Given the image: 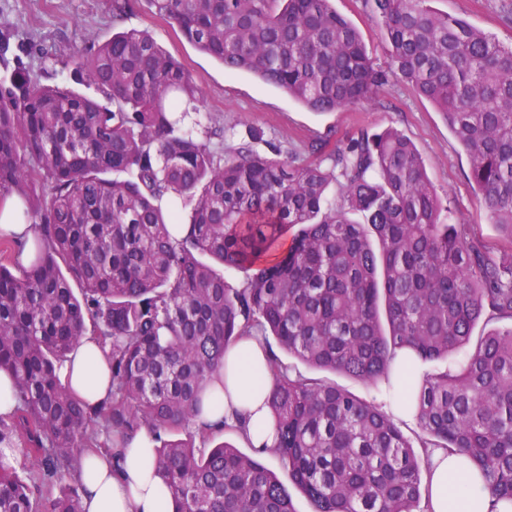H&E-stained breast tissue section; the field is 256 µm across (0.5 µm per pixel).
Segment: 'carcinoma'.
Listing matches in <instances>:
<instances>
[{"mask_svg":"<svg viewBox=\"0 0 512 512\" xmlns=\"http://www.w3.org/2000/svg\"><path fill=\"white\" fill-rule=\"evenodd\" d=\"M148 2L225 69L314 112L408 83L444 116L512 244V44L432 0H365L389 45L377 69L331 0ZM12 37L0 10V198L22 197L39 236L0 241V371L17 401L0 416V512H84L81 454L143 431L174 512H296L261 460L210 446L228 424L203 419L226 347L254 329L312 370L373 387L390 384L401 350L423 364L406 402L414 445L375 401L272 355L274 455L310 512H418L428 448L466 456L490 497L512 502V251L494 259L451 223L406 136L362 130L298 161L253 129L226 149L224 128L199 122L202 139L185 125L201 83L149 32L70 57L97 98L41 83ZM25 246L27 266L12 258ZM208 258L245 283L230 287ZM89 333L112 371V399L94 409L59 377Z\"/></svg>","mask_w":512,"mask_h":512,"instance_id":"obj_1","label":"carcinoma"}]
</instances>
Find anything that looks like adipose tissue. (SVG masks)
<instances>
[{
  "instance_id": "adipose-tissue-1",
  "label": "adipose tissue",
  "mask_w": 512,
  "mask_h": 512,
  "mask_svg": "<svg viewBox=\"0 0 512 512\" xmlns=\"http://www.w3.org/2000/svg\"><path fill=\"white\" fill-rule=\"evenodd\" d=\"M224 391L208 422L239 426V435L259 455L273 454L277 444L267 399L269 383L256 379L268 370L270 352L261 337L252 335L227 348ZM66 391L97 407L112 397L109 361L94 336H86L61 370ZM155 450L151 438L140 434L120 459L90 451L75 477L82 486L84 512H169L172 494L154 474ZM427 512H512V504L490 498L479 470L462 455L442 448L428 451L423 475Z\"/></svg>"
}]
</instances>
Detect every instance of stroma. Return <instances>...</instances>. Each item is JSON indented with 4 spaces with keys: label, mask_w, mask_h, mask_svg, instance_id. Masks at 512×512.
Listing matches in <instances>:
<instances>
[{
    "label": "stroma",
    "mask_w": 512,
    "mask_h": 512,
    "mask_svg": "<svg viewBox=\"0 0 512 512\" xmlns=\"http://www.w3.org/2000/svg\"><path fill=\"white\" fill-rule=\"evenodd\" d=\"M332 5L360 32L375 66L386 68L388 45L364 0H332ZM432 6L465 19L503 44L512 43V22L504 18L502 0H432ZM0 9L20 39L34 46H55L52 59L42 60L36 53L24 59L46 84L68 78L63 63L69 55L89 50L122 29L146 30L187 72L201 79V112L231 128L235 136L258 129L265 139L303 157L307 145L316 140L333 146L362 130L396 128L421 154L431 183L448 199L455 223L468 225L473 236L493 254L512 246L491 224L481 192L470 175V159L441 113L416 96L405 82L391 81L375 102L317 113L252 74L225 70L220 62L187 42L176 27L152 13L148 0H132L131 10L118 23L113 20L112 0H0Z\"/></svg>",
    "instance_id": "obj_1"
}]
</instances>
